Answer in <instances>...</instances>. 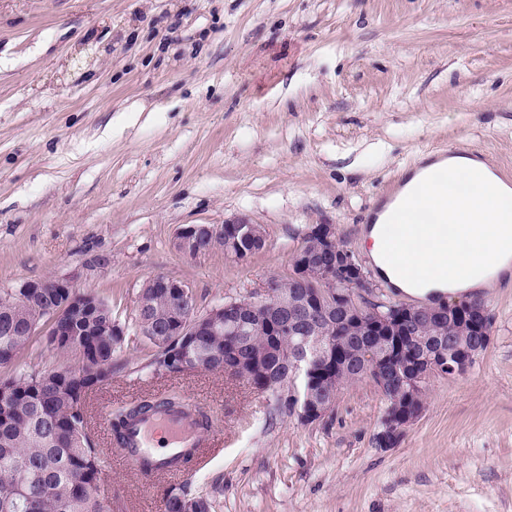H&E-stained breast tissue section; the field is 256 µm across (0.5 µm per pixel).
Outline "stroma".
<instances>
[{"label": "stroma", "mask_w": 512, "mask_h": 512, "mask_svg": "<svg viewBox=\"0 0 512 512\" xmlns=\"http://www.w3.org/2000/svg\"><path fill=\"white\" fill-rule=\"evenodd\" d=\"M448 149L512 176V0H0V291L65 276L129 323L165 274L204 312L288 276L314 224L370 272L383 196ZM237 217L266 230L246 261L173 246L184 225ZM480 296L488 349L430 378L389 450L371 443L386 401L370 380L306 424L241 380L155 375L128 335L86 401L102 497L162 512L187 484L215 512H512V280ZM171 392L216 441L145 478L110 452L109 414Z\"/></svg>", "instance_id": "obj_1"}]
</instances>
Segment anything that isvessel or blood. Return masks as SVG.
Wrapping results in <instances>:
<instances>
[{"instance_id": "vessel-or-blood-1", "label": "vessel or blood", "mask_w": 512, "mask_h": 512, "mask_svg": "<svg viewBox=\"0 0 512 512\" xmlns=\"http://www.w3.org/2000/svg\"><path fill=\"white\" fill-rule=\"evenodd\" d=\"M126 460L140 465L150 460L157 472H173L191 450L206 447L209 432L198 422L192 407L161 408L132 420L126 430Z\"/></svg>"}]
</instances>
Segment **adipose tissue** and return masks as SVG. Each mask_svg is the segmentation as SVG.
<instances>
[{"instance_id":"1","label":"adipose tissue","mask_w":512,"mask_h":512,"mask_svg":"<svg viewBox=\"0 0 512 512\" xmlns=\"http://www.w3.org/2000/svg\"><path fill=\"white\" fill-rule=\"evenodd\" d=\"M445 164L444 185L425 187L422 199L428 211L447 213L452 238L442 239L438 225L416 224L410 246L389 248L397 227L386 209L364 232L381 277L425 298L485 287L489 275L512 266V188L482 161L451 157Z\"/></svg>"}]
</instances>
